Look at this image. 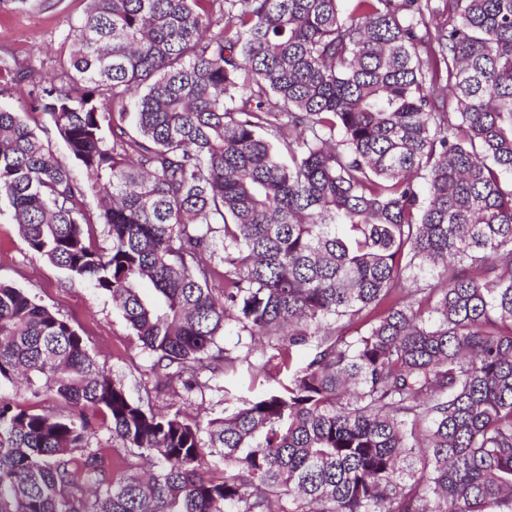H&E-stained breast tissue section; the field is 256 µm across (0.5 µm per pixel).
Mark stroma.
Listing matches in <instances>:
<instances>
[{"label":"stroma","mask_w":512,"mask_h":512,"mask_svg":"<svg viewBox=\"0 0 512 512\" xmlns=\"http://www.w3.org/2000/svg\"><path fill=\"white\" fill-rule=\"evenodd\" d=\"M86 0H0V56L50 78L69 24ZM0 282L27 291L40 304L70 320L85 336L89 350L113 377L123 380L133 400L153 410L166 407L169 395L156 392L146 370L150 364L136 336L109 295L71 279L69 274L32 254L12 212L0 203Z\"/></svg>","instance_id":"obj_1"}]
</instances>
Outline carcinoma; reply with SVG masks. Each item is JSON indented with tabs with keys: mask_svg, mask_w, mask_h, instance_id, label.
<instances>
[{
	"mask_svg": "<svg viewBox=\"0 0 512 512\" xmlns=\"http://www.w3.org/2000/svg\"><path fill=\"white\" fill-rule=\"evenodd\" d=\"M343 2L87 0L0 108V202L156 389L286 376L205 426L148 411L0 283V385L62 405L0 397V512H512V0Z\"/></svg>",
	"mask_w": 512,
	"mask_h": 512,
	"instance_id": "cac0c4a2",
	"label": "carcinoma"
}]
</instances>
